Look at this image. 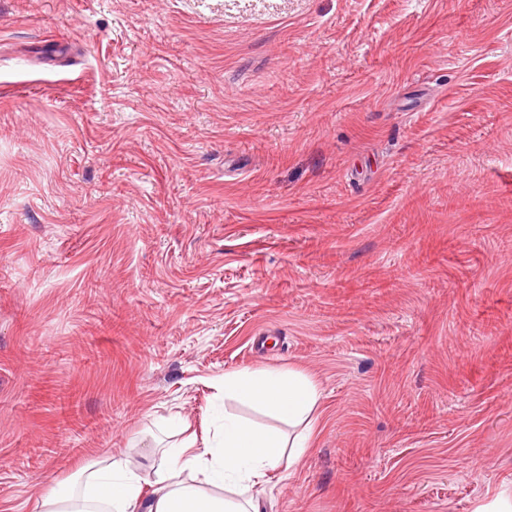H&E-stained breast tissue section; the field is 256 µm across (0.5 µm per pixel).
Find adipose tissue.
<instances>
[{"label":"adipose tissue","instance_id":"adipose-tissue-1","mask_svg":"<svg viewBox=\"0 0 512 512\" xmlns=\"http://www.w3.org/2000/svg\"><path fill=\"white\" fill-rule=\"evenodd\" d=\"M224 396L261 409L271 424L228 413L202 443L162 447L140 465L92 462L69 485L42 494L36 512H260L266 475L291 469L310 448L320 392L302 373L263 369L225 375Z\"/></svg>","mask_w":512,"mask_h":512}]
</instances>
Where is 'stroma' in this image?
I'll list each match as a JSON object with an SVG mask.
<instances>
[{"label": "stroma", "mask_w": 512, "mask_h": 512, "mask_svg": "<svg viewBox=\"0 0 512 512\" xmlns=\"http://www.w3.org/2000/svg\"><path fill=\"white\" fill-rule=\"evenodd\" d=\"M259 369L261 512L512 484V0H0V512Z\"/></svg>", "instance_id": "1"}]
</instances>
